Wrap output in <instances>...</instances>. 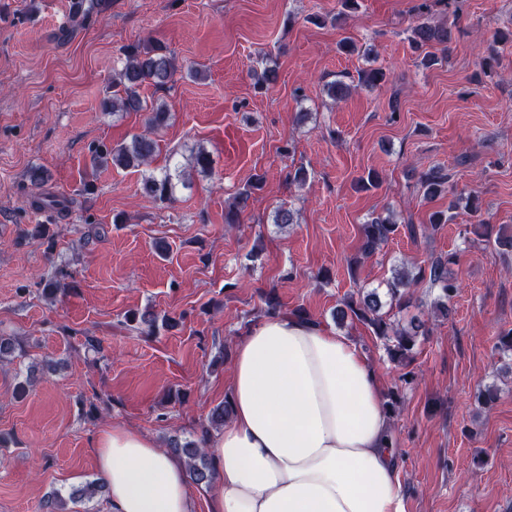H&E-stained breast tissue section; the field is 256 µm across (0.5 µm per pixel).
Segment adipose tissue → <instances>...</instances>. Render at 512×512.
<instances>
[{
	"mask_svg": "<svg viewBox=\"0 0 512 512\" xmlns=\"http://www.w3.org/2000/svg\"><path fill=\"white\" fill-rule=\"evenodd\" d=\"M227 396L210 512H407L385 391L351 336L268 314L236 339ZM94 454L111 512H195L184 461L149 435L113 426Z\"/></svg>",
	"mask_w": 512,
	"mask_h": 512,
	"instance_id": "ef3b65f1",
	"label": "adipose tissue"
}]
</instances>
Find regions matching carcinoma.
<instances>
[{
  "instance_id": "cac0c4a2",
  "label": "carcinoma",
  "mask_w": 512,
  "mask_h": 512,
  "mask_svg": "<svg viewBox=\"0 0 512 512\" xmlns=\"http://www.w3.org/2000/svg\"><path fill=\"white\" fill-rule=\"evenodd\" d=\"M450 28L446 24L423 23L412 29L410 40L415 48L448 43ZM181 66L166 48L158 45H131L125 50L123 68L112 77V95L104 100V112H144L147 114L146 124L150 132L156 133L163 129L169 120V109L160 103H150L142 96L146 86L159 90L172 87ZM254 85L263 89L277 81V70L265 67L258 71L252 70ZM358 86L375 88L385 82V74L380 69L361 70L357 74ZM156 151V140L147 134L134 135L130 141L114 147L94 150L91 154L92 170L107 169H140L153 162ZM186 186L185 172L175 165L165 166L157 171H150L143 177L141 190L154 201L168 203L176 198L178 186ZM263 176H254L234 197L233 203L225 210L224 223L232 227L239 222L241 212L248 205L252 194L262 189ZM419 185L425 198L433 200L446 193H453L450 175L442 168H432L421 173ZM398 224L391 217L380 214L371 216L361 226L362 258L367 259L381 250L395 235ZM440 291L435 307L444 312L447 303L456 293L457 285L448 275L447 261L436 258L426 267L415 263L401 262V266L393 270V276L386 281V291L381 294L373 288L369 291L358 289V297H350L336 309V320L343 323L347 320L359 321L371 328L374 336L384 341L387 357L394 363L408 366L415 356L418 338L429 335L428 320L414 316L403 323L391 316L393 308H400L406 301L410 290L422 281ZM70 287H75L70 275L62 268L55 269L52 277L46 282L43 293L55 296ZM127 321L143 324L149 328L160 323L166 330L178 328L179 321L174 317L158 316L147 307L142 312H131ZM207 434L194 441L181 442L171 438L167 442L166 451L184 460L190 479L196 484H211L216 478V469L206 452ZM106 490L103 481H94L84 488L76 489L68 498L54 494L44 505L45 512H69L68 502L82 498H92Z\"/></svg>"
}]
</instances>
